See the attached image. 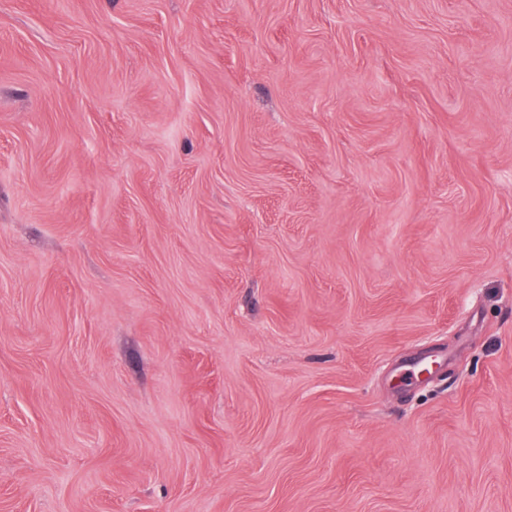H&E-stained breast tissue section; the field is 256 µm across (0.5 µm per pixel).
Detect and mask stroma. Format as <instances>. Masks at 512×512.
<instances>
[{
  "mask_svg": "<svg viewBox=\"0 0 512 512\" xmlns=\"http://www.w3.org/2000/svg\"><path fill=\"white\" fill-rule=\"evenodd\" d=\"M0 512H512V0H0Z\"/></svg>",
  "mask_w": 512,
  "mask_h": 512,
  "instance_id": "stroma-1",
  "label": "stroma"
}]
</instances>
